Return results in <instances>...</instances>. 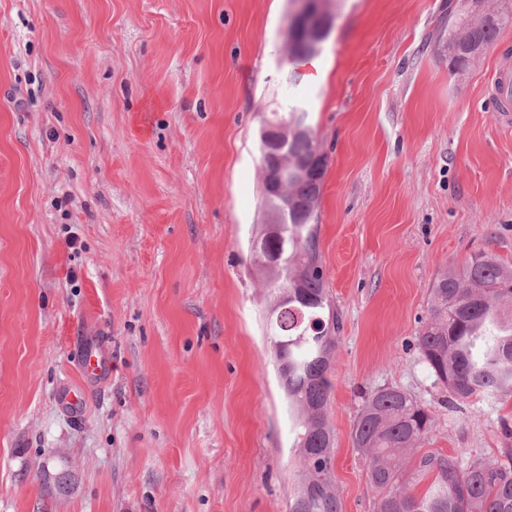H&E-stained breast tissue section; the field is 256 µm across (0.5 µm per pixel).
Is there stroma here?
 Masks as SVG:
<instances>
[{"label": "stroma", "instance_id": "stroma-1", "mask_svg": "<svg viewBox=\"0 0 512 512\" xmlns=\"http://www.w3.org/2000/svg\"><path fill=\"white\" fill-rule=\"evenodd\" d=\"M461 0H330L322 82L290 0H0V512H289L299 456L250 259L259 127L304 108L338 316L328 423L342 512H374L352 431L400 387L419 452H512V398L454 407L416 339L438 275L512 266V127L486 82L503 28L448 69ZM108 375L81 414L84 345Z\"/></svg>", "mask_w": 512, "mask_h": 512}]
</instances>
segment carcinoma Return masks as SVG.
Wrapping results in <instances>:
<instances>
[{
    "label": "carcinoma",
    "instance_id": "obj_1",
    "mask_svg": "<svg viewBox=\"0 0 512 512\" xmlns=\"http://www.w3.org/2000/svg\"><path fill=\"white\" fill-rule=\"evenodd\" d=\"M512 22L490 12L469 29L471 40L489 44ZM317 134L288 143L292 164L308 159ZM326 168L299 178L288 170V231L266 237L250 254L280 279L287 267L305 271L308 303L269 322L276 358L288 363V405L296 414L295 447L300 456L297 491L290 512H341L334 478V446L326 410L332 391L330 367L340 322L329 307L326 275L319 260V200ZM332 324L333 334L321 333ZM422 361L448 392V403L480 395L512 397V267L482 251L461 270L441 274L431 288L430 314L418 336ZM430 428L427 409L397 387L372 391L355 422L354 447L364 456L366 479L375 492V512H512V463L427 452L411 456ZM431 479L422 493L418 483Z\"/></svg>",
    "mask_w": 512,
    "mask_h": 512
}]
</instances>
